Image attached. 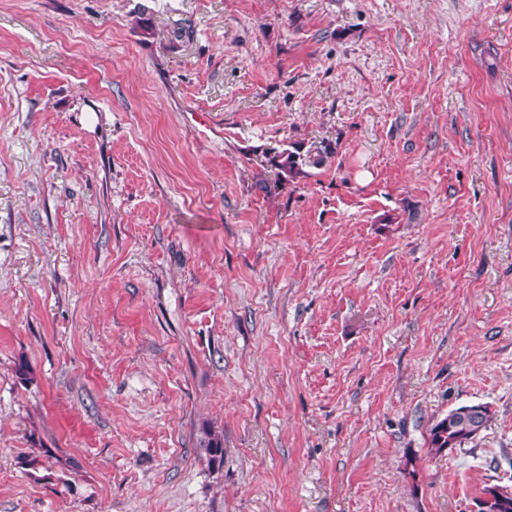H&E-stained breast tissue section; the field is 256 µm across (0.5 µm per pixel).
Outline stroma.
I'll return each instance as SVG.
<instances>
[{"instance_id": "1", "label": "stroma", "mask_w": 512, "mask_h": 512, "mask_svg": "<svg viewBox=\"0 0 512 512\" xmlns=\"http://www.w3.org/2000/svg\"><path fill=\"white\" fill-rule=\"evenodd\" d=\"M472 403L491 427L430 455ZM510 481L512 0H0V512ZM301 148L284 149L273 156V165L278 170L279 183L288 184L303 173V166H321L334 153L329 142L312 144L304 153ZM494 411L487 403L461 405L435 418L428 427L430 454L463 450V446L480 438L494 420ZM199 445L211 465L220 467L224 463V438L222 435L207 430Z\"/></svg>"}]
</instances>
